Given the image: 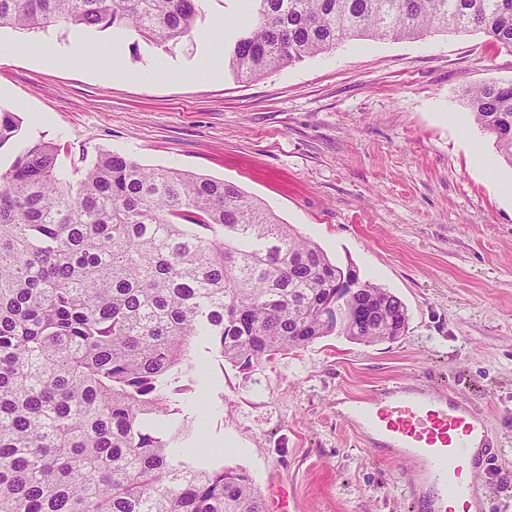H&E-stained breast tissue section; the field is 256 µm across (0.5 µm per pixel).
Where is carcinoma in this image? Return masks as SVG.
Wrapping results in <instances>:
<instances>
[{
    "instance_id": "1",
    "label": "carcinoma",
    "mask_w": 512,
    "mask_h": 512,
    "mask_svg": "<svg viewBox=\"0 0 512 512\" xmlns=\"http://www.w3.org/2000/svg\"><path fill=\"white\" fill-rule=\"evenodd\" d=\"M202 2L0 0V28L129 29L166 47ZM250 3L224 47L245 80L362 35L475 29L512 51V0ZM467 104L512 164V83ZM20 130L0 110V148ZM60 152L35 143L0 173V512H266L246 471L173 447L158 419L201 376L193 343L251 372L332 332L394 338L404 305L233 184L112 152L69 173Z\"/></svg>"
}]
</instances>
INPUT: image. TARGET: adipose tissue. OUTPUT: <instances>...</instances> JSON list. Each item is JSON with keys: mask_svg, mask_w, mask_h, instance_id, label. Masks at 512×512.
Returning <instances> with one entry per match:
<instances>
[{"mask_svg": "<svg viewBox=\"0 0 512 512\" xmlns=\"http://www.w3.org/2000/svg\"><path fill=\"white\" fill-rule=\"evenodd\" d=\"M25 56L50 66L70 64L79 59H91L98 74L107 79L126 76L122 46L114 42L108 45L78 41L74 51L62 52L54 43L42 39H28L21 45Z\"/></svg>", "mask_w": 512, "mask_h": 512, "instance_id": "1", "label": "adipose tissue"}]
</instances>
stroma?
<instances>
[{"instance_id": "obj_1", "label": "stroma", "mask_w": 512, "mask_h": 512, "mask_svg": "<svg viewBox=\"0 0 512 512\" xmlns=\"http://www.w3.org/2000/svg\"><path fill=\"white\" fill-rule=\"evenodd\" d=\"M21 38L0 30V107L22 120L0 173L52 142L67 168L111 151L235 184L406 309L394 339L333 333L252 372L198 342L202 380L176 398L180 447L223 441L214 463L245 470L266 512H420L411 473L336 409L409 378L481 415L494 444L480 512H512V201L476 157L497 179L512 164L465 100L512 82V52L472 29L354 37L257 80L212 81L184 76L204 52L196 38L162 49L125 31L131 77L105 80L84 62L41 65ZM160 53L173 74L135 81Z\"/></svg>"}]
</instances>
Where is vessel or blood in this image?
Returning <instances> with one entry per match:
<instances>
[{
	"mask_svg": "<svg viewBox=\"0 0 512 512\" xmlns=\"http://www.w3.org/2000/svg\"><path fill=\"white\" fill-rule=\"evenodd\" d=\"M356 410L357 425L384 437L394 461L412 465L422 483L441 486L432 512H448L449 498L461 494L478 497L481 460L472 449L488 448L493 440L482 418L456 394L427 399L400 381L359 401Z\"/></svg>",
	"mask_w": 512,
	"mask_h": 512,
	"instance_id": "b4317fda",
	"label": "vessel or blood"
}]
</instances>
